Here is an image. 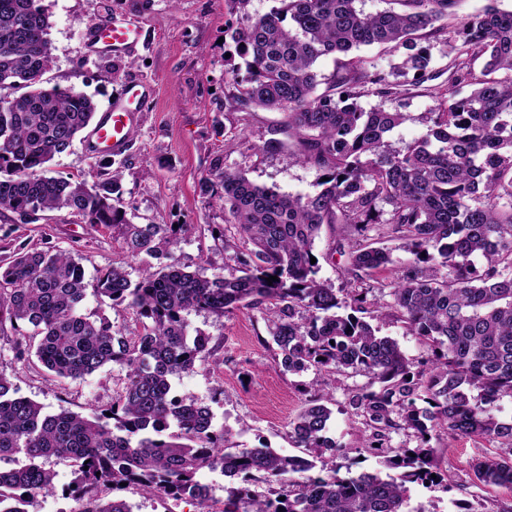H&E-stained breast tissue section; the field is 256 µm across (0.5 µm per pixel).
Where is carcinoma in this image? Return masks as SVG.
Instances as JSON below:
<instances>
[{
	"label": "carcinoma",
	"instance_id": "1",
	"mask_svg": "<svg viewBox=\"0 0 512 512\" xmlns=\"http://www.w3.org/2000/svg\"><path fill=\"white\" fill-rule=\"evenodd\" d=\"M249 2L225 0L238 15L231 38L248 69L234 80L229 108L282 114L255 150L286 149L316 166L322 189L282 193L239 168L203 177L202 194L224 204L225 222L252 248L235 256L227 276L170 263L134 283L123 266L100 270L94 293L148 320L132 341L107 317L84 313L88 283L74 255L21 245L0 264V332L10 324L53 379L80 381L112 363L125 369L123 394L92 419L47 414L0 375V512H27L34 496L55 491L44 466L53 456L74 462L63 495L84 502L82 512H132L123 499L97 495L122 483L205 508L211 488L197 474L217 467L242 482L220 512H406L410 486L441 478L433 449L422 447L437 429L496 444L495 454L472 460L474 481L512 489V417L496 413L497 402L512 397V11L489 0L450 38L440 21L459 0H396L400 10L376 13L357 8L359 0H275L261 16L249 14ZM50 27L39 0H0V211L26 224L68 210L85 224L120 225L132 253L173 244L162 225L127 218L119 174L91 185L46 175L97 112L84 93L43 86ZM429 39L446 47L448 84L433 88L439 106L422 116L425 136L394 150L387 137L409 116L380 104L366 109L360 99L397 98L418 86L432 62L421 45ZM371 46L399 62L370 70L358 51ZM329 56L337 68L326 76L316 64ZM478 57L485 63L477 74ZM464 87L470 93L461 97ZM325 224L342 226L336 249L348 251L356 280L396 266L391 301L371 303L363 290L344 300L319 277L310 256ZM384 239L402 242L410 257L395 265ZM240 307L267 316L286 370L367 377L349 399L369 430L357 453L384 458L397 475L341 478L333 456L317 464L268 447L232 450L212 430L208 407L172 394V378L214 352L206 337L188 336L185 315ZM368 311L400 319L428 345L432 363L413 370L399 343L361 317ZM419 398L429 407L418 408ZM330 418L321 398L307 401L291 423L296 447H335L326 436ZM399 431L421 446H388ZM260 475L266 495L249 487Z\"/></svg>",
	"mask_w": 512,
	"mask_h": 512
}]
</instances>
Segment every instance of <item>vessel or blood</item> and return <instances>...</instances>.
Instances as JSON below:
<instances>
[{"mask_svg":"<svg viewBox=\"0 0 512 512\" xmlns=\"http://www.w3.org/2000/svg\"><path fill=\"white\" fill-rule=\"evenodd\" d=\"M143 25L144 22L140 19L90 24L84 35L89 56L118 59L128 56L136 49ZM154 95L153 85L136 79L128 80L88 131L87 143L90 151L112 155L123 152L128 146L133 129L140 121L142 103L152 99Z\"/></svg>","mask_w":512,"mask_h":512,"instance_id":"vessel-or-blood-1","label":"vessel or blood"}]
</instances>
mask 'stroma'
<instances>
[{"mask_svg": "<svg viewBox=\"0 0 512 512\" xmlns=\"http://www.w3.org/2000/svg\"><path fill=\"white\" fill-rule=\"evenodd\" d=\"M41 4L52 24L49 40L54 63L44 76L47 85L82 91L101 110L128 79L147 80L157 87L122 155L91 154L79 138L68 152L48 164V175H74L92 182L98 174L119 170L122 205L128 216L140 224L180 225L170 251L185 270L224 275L235 266L211 230L220 227L229 236L237 230L225 223L220 204L199 189L201 178L212 169L241 168L256 184L287 194L318 192L320 172L315 166L300 163L284 151L256 153L250 149L279 121V113L228 109L232 70L242 60L221 42L231 20L224 0H41ZM129 18L146 22L145 42L137 47L134 60L87 56L83 35L90 23ZM379 103L411 116L389 139L395 149L424 136L421 117L438 106L423 87L396 99L382 100L373 94L361 99L365 107ZM341 233L340 225H325L314 253L320 277L334 288L348 289L355 285L347 271L348 260L335 251ZM21 245L71 252L89 281L108 266H125L136 276L159 263L153 255L128 252L118 228L82 223L65 210L55 212L49 222L36 224L0 213V262ZM84 311L108 317L128 337L142 330L143 319L135 309L105 297L88 295ZM186 322L189 335L207 337L215 354L207 364L174 378V392L210 408L213 424L224 430L228 447L267 446L285 456L299 455L290 437V423L310 389L321 380V372L285 370L266 316L259 310L242 307L221 316L193 311ZM0 374L21 396L42 404L46 413L65 409L85 417L108 408L121 393L125 377L113 364L80 382L53 383L35 357L20 353L15 336L3 334ZM366 382L361 375H335L324 400L332 411L327 435L338 446L336 462L342 466L357 460L356 450L365 436L363 420L350 407L349 395ZM428 445L440 458L443 474L432 486H411V512H457L461 503L472 504L475 512H501L512 505V489L477 486L470 479L472 459L488 453L490 443L436 432ZM360 463L365 470L384 469L372 456ZM46 466L54 474L56 491L35 497L28 512H78L81 501L62 494L74 479V463L52 457ZM99 494L106 499L119 496L132 512H202L196 503L146 494L133 486L116 494L103 488Z\"/></svg>", "mask_w": 512, "mask_h": 512, "instance_id": "1", "label": "stroma"}]
</instances>
